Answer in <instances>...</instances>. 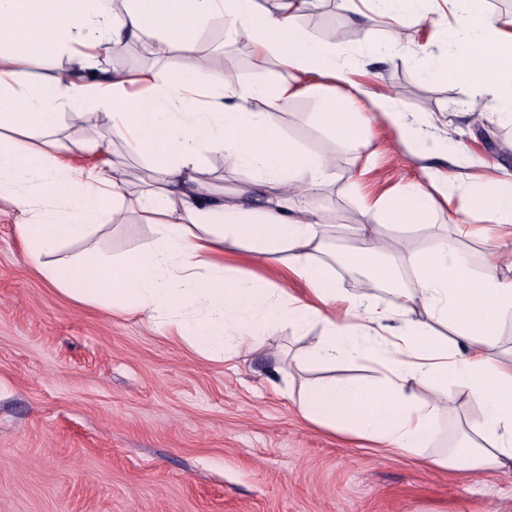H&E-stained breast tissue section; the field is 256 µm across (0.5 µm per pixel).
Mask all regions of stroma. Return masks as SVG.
<instances>
[{
    "mask_svg": "<svg viewBox=\"0 0 512 512\" xmlns=\"http://www.w3.org/2000/svg\"><path fill=\"white\" fill-rule=\"evenodd\" d=\"M300 25L336 32L367 89L432 113L448 143L415 156L377 118L356 153L317 124L311 100L289 103L280 114L288 138L334 159L336 179L318 200L331 250L352 246L346 228L363 220L354 180L383 191L421 178L426 165L459 171L463 155L483 161L487 176L512 173V121L497 107L465 112L466 87L426 78L414 48L364 56L386 39L385 23L336 7ZM201 46L228 84L285 75L257 65L245 44L225 45L220 23ZM21 219L0 205V512H512V473L434 472L306 422L293 393L320 371L295 358L320 326L302 333L284 322L251 352L211 359L139 316L78 304L52 286L23 257ZM154 238L130 216L61 255L91 245L118 260Z\"/></svg>",
    "mask_w": 512,
    "mask_h": 512,
    "instance_id": "obj_1",
    "label": "stroma"
}]
</instances>
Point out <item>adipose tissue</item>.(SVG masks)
Segmentation results:
<instances>
[{
  "label": "adipose tissue",
  "mask_w": 512,
  "mask_h": 512,
  "mask_svg": "<svg viewBox=\"0 0 512 512\" xmlns=\"http://www.w3.org/2000/svg\"><path fill=\"white\" fill-rule=\"evenodd\" d=\"M0 0V199L21 210L17 233L27 261L80 303L115 306L150 326L172 328L199 353L222 359L251 347L285 318L317 321L324 334L306 349L309 365L335 367L360 358L377 363L379 379L329 377L304 382L299 411L307 422L406 456L425 455L444 403L464 392L476 408L453 444L428 456L434 470L512 471V355L499 329L512 324V255L491 253L475 272L457 237L512 238V181L470 180L426 167L419 180L359 198L365 217L353 225L345 266L387 287L381 306L369 294L339 288L328 261L325 220L315 198L333 184L330 156L290 140L280 124L299 98L316 103L322 129L352 151L367 145L372 114L382 115L411 154L434 138L428 113L408 117L394 98L367 91L335 37H316L299 21L313 0ZM423 0H370L365 20L385 21L382 57L405 48L408 30L437 26ZM486 0H448L455 39L425 43L432 78L467 87V109L498 103L512 112V28ZM224 36L245 42L256 61L288 72L274 84L229 85L202 54L213 19ZM139 45L150 62L137 70L104 68L114 48ZM178 52V69L163 66ZM66 66H59V59ZM45 72L32 80L28 66ZM345 97H337V87ZM101 121L77 138L65 122L89 106ZM122 154H114L113 144ZM232 156L245 187L217 193L202 178L205 153ZM149 164L137 183L123 175V155ZM447 214L452 237L423 250L400 248L381 227L436 223ZM137 215L156 241L119 261L94 249L72 260L56 254L97 227ZM276 266L282 282L241 275L233 260ZM302 281L305 296L285 288ZM427 399L405 393L406 382Z\"/></svg>",
  "instance_id": "adipose-tissue-1"
}]
</instances>
